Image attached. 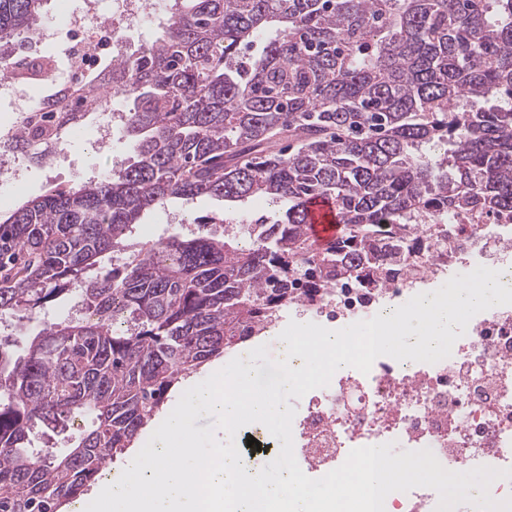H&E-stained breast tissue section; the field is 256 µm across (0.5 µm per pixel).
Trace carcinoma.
<instances>
[{
    "label": "carcinoma",
    "instance_id": "cac0c4a2",
    "mask_svg": "<svg viewBox=\"0 0 512 512\" xmlns=\"http://www.w3.org/2000/svg\"><path fill=\"white\" fill-rule=\"evenodd\" d=\"M47 0H0V74L34 37ZM82 112L33 113L13 150L51 161L121 93L136 159L0 214V322L24 335L62 294L88 314L44 322L21 355L0 339V512H60L209 360L271 324L303 278L363 284L443 245L434 206L512 210V0H170L161 34L79 88ZM289 132L292 153L273 138ZM263 197L273 224L144 244L133 225L168 202ZM335 200L338 236L315 248L307 203ZM78 415L64 454L30 448L35 426Z\"/></svg>",
    "mask_w": 512,
    "mask_h": 512
}]
</instances>
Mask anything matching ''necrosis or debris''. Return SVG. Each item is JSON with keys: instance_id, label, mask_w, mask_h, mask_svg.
Returning a JSON list of instances; mask_svg holds the SVG:
<instances>
[{"instance_id": "obj_1", "label": "necrosis or debris", "mask_w": 512, "mask_h": 512, "mask_svg": "<svg viewBox=\"0 0 512 512\" xmlns=\"http://www.w3.org/2000/svg\"><path fill=\"white\" fill-rule=\"evenodd\" d=\"M164 12L163 0H80L62 23L46 22L34 36L41 46L62 39L69 44L66 73L51 72L50 81L63 93L104 61L129 57L128 31L156 28ZM31 108L15 79L0 80L4 196L27 177V165L11 148ZM431 221L455 227L447 257L423 256L408 275L393 281L371 271L367 287L329 288L312 306L295 305V312L342 329L480 265L512 273V211H436ZM292 435L310 477L338 468L352 449L387 442L430 449L450 471L512 468V305L476 314L450 357L437 363L382 356L366 374L351 367L337 370L327 387L304 395Z\"/></svg>"}]
</instances>
